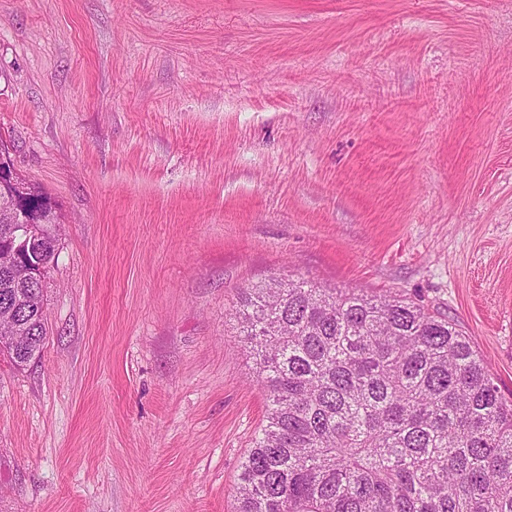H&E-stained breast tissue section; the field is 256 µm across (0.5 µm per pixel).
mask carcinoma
Returning a JSON list of instances; mask_svg holds the SVG:
<instances>
[{"instance_id": "carcinoma-1", "label": "carcinoma", "mask_w": 512, "mask_h": 512, "mask_svg": "<svg viewBox=\"0 0 512 512\" xmlns=\"http://www.w3.org/2000/svg\"><path fill=\"white\" fill-rule=\"evenodd\" d=\"M20 206L46 225L47 269L57 203L36 186ZM26 266L20 254L0 271V311L32 338L24 351L0 342L17 366L46 336L44 310L17 307L43 297ZM231 318L267 396L236 512H512V398L448 318L274 275L241 289Z\"/></svg>"}]
</instances>
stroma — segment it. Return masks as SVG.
I'll list each match as a JSON object with an SVG mask.
<instances>
[{"label": "stroma", "mask_w": 512, "mask_h": 512, "mask_svg": "<svg viewBox=\"0 0 512 512\" xmlns=\"http://www.w3.org/2000/svg\"><path fill=\"white\" fill-rule=\"evenodd\" d=\"M0 144L61 219L0 512H235L274 274L410 297L512 392V0H0Z\"/></svg>", "instance_id": "35a3bbf8"}]
</instances>
